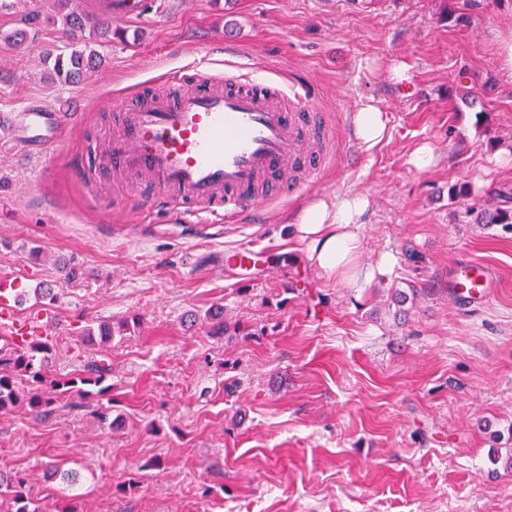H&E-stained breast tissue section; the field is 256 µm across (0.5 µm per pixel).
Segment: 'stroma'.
<instances>
[{
	"label": "stroma",
	"mask_w": 512,
	"mask_h": 512,
	"mask_svg": "<svg viewBox=\"0 0 512 512\" xmlns=\"http://www.w3.org/2000/svg\"><path fill=\"white\" fill-rule=\"evenodd\" d=\"M5 2L0 26L37 37L0 44V113L82 107L42 158L0 131V277L21 281L19 319L43 318L49 378L110 373L106 395L0 411V471L22 472L45 512L72 496L81 512H512V231L475 221L512 208V78L494 41L512 0H141L140 17L113 13L120 36L78 84L48 75L72 44L44 23L54 0ZM203 59L307 85L333 125L312 189L272 200L265 223L170 222L99 162L115 101ZM368 98L386 125L370 148L353 134ZM425 143L436 161L420 169ZM344 193L372 200L362 264L393 257L369 282L317 277L295 228ZM244 246L272 263H229ZM461 260L490 268L486 305L449 288ZM215 307L250 338L213 335ZM133 316L101 342V324Z\"/></svg>",
	"instance_id": "stroma-1"
}]
</instances>
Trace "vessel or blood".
Instances as JSON below:
<instances>
[{
    "mask_svg": "<svg viewBox=\"0 0 512 512\" xmlns=\"http://www.w3.org/2000/svg\"><path fill=\"white\" fill-rule=\"evenodd\" d=\"M64 115L41 104L0 114L22 153L42 157L56 146ZM328 134L309 89L200 72L194 89L153 85L138 105L123 107L101 157L103 165L148 186L163 210L197 224L243 216L260 224L268 200L308 190L309 174L324 157ZM18 281L0 279V326L26 336L38 318L20 321L14 304ZM462 301L486 304L497 282L482 264L468 261L448 273Z\"/></svg>",
    "mask_w": 512,
    "mask_h": 512,
    "instance_id": "vessel-or-blood-1",
    "label": "vessel or blood"
}]
</instances>
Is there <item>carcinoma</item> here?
<instances>
[{
    "instance_id": "carcinoma-1",
    "label": "carcinoma",
    "mask_w": 512,
    "mask_h": 512,
    "mask_svg": "<svg viewBox=\"0 0 512 512\" xmlns=\"http://www.w3.org/2000/svg\"><path fill=\"white\" fill-rule=\"evenodd\" d=\"M73 0H58L57 16L47 18V23H62L73 37L87 32L93 43L104 44L112 41V24L108 20L78 12L72 6ZM6 47L18 50L29 41V33L24 29H14L0 37ZM102 63L101 54L95 50L73 48L70 53H58L53 59V74L66 83H78ZM479 224H501L512 228V210L499 206L487 207L477 212ZM215 321L214 334L237 336L245 333L239 323L224 320V312L210 315ZM51 354V346L44 341L32 340L0 355V410H6L19 403L34 410L48 407L53 399L44 396L42 386L48 384L60 394L78 393L92 395L85 385L98 388L97 394H106L110 386L105 384L109 369L94 363L91 375L48 380L46 367ZM0 512H42L39 503L32 497L25 479L3 475L0 470Z\"/></svg>"
}]
</instances>
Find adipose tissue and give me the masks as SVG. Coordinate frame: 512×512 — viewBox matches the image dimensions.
I'll return each instance as SVG.
<instances>
[{
    "mask_svg": "<svg viewBox=\"0 0 512 512\" xmlns=\"http://www.w3.org/2000/svg\"><path fill=\"white\" fill-rule=\"evenodd\" d=\"M371 207L362 193L325 195L308 203L297 218L307 239L306 258L319 276L346 279L362 251L359 228Z\"/></svg>",
    "mask_w": 512,
    "mask_h": 512,
    "instance_id": "ef3b65f1",
    "label": "adipose tissue"
}]
</instances>
